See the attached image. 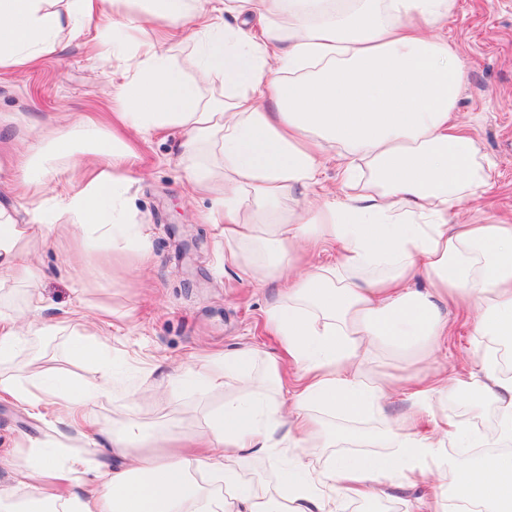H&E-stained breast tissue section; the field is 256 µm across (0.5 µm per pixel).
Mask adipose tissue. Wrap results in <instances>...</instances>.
<instances>
[{
  "label": "adipose tissue",
  "instance_id": "adipose-tissue-1",
  "mask_svg": "<svg viewBox=\"0 0 512 512\" xmlns=\"http://www.w3.org/2000/svg\"><path fill=\"white\" fill-rule=\"evenodd\" d=\"M112 19V51L134 65L116 92L121 121L138 130L178 127L187 150L216 158L224 189L215 215L224 240L262 258L246 267L255 281L284 284L267 310L280 355L245 346L215 359L205 389H229L197 437L165 434L145 448L137 432L110 438L112 468L102 483L60 499L70 477L41 448L25 465L0 452L29 496L15 506L0 487V512H340L342 503L380 502L397 475L428 473L429 500L407 512H446L445 492L483 512H512V374L495 353L478 371L449 377L433 360L448 337L449 303L464 305L477 335L512 343V224H452L450 209L489 184L495 171L455 121L466 68L448 46L455 0H136ZM103 0H0V70L24 69L53 55L64 30L87 28ZM237 25H221L220 14ZM192 48L172 60L166 31ZM69 161L80 186L66 209L82 235L135 238L120 204L133 155L121 136L87 120L48 143ZM337 148L338 191L292 205L319 182L326 149ZM260 222H247L243 206ZM36 217L17 223L0 206V277H30L29 245L55 231ZM429 287L414 288L416 278ZM42 299L28 298L26 334L49 331ZM23 334V335H26ZM0 316V362L22 343ZM404 352L415 389L411 407L373 435L318 426L322 412L354 420L384 413L396 390L375 381L385 348ZM108 379L71 381L39 361L17 380L0 378V397L35 412L57 408L74 426ZM456 396L470 408L493 400L495 437L476 435L467 418H443L440 437L420 435L418 417ZM359 445L376 454L311 468L306 450ZM487 448L461 465L448 447ZM297 449L305 476L272 493L240 484L250 452ZM213 475L200 495L194 474Z\"/></svg>",
  "mask_w": 512,
  "mask_h": 512
}]
</instances>
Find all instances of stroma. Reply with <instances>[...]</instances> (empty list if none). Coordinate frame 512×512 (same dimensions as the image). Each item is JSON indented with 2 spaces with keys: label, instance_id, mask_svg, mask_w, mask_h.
Wrapping results in <instances>:
<instances>
[{
  "label": "stroma",
  "instance_id": "1",
  "mask_svg": "<svg viewBox=\"0 0 512 512\" xmlns=\"http://www.w3.org/2000/svg\"><path fill=\"white\" fill-rule=\"evenodd\" d=\"M112 13L105 0L90 28L62 33L60 51L37 67L0 71V118L6 121L0 129V204L19 223H31L41 212L62 225L33 246L40 271L35 285L0 280V314L20 315L35 292L43 320L56 325L47 335L27 337L12 360L0 363V376L20 375L38 357L78 377L106 374L112 383L108 397L91 403L97 431L72 429L64 438L53 414L36 418L0 400V448L12 449L20 464L32 445L55 449L57 465L75 469V491L101 483L111 469L105 433L119 435L135 426L151 438L205 429L224 394L181 386L177 371L205 372L211 352L246 345L264 354L276 349L265 328L276 286L243 274V266L256 259L250 249L238 248L237 261H230L223 236L206 220L212 196L192 192L186 179L190 167L209 158L183 154L181 129L124 132L135 152L128 169V218L143 226L149 260H142L137 246L65 229L66 161L46 169L38 191L22 185L40 130L66 129L81 116L109 122L122 111L112 92L130 62L109 50ZM92 40L100 43L98 53L87 48ZM448 42L467 63L457 110L469 121L481 154L496 165L494 180L464 205L460 219L512 224V0H456ZM87 324L97 330L98 355L77 360L70 347ZM486 346L463 325L438 358L449 373H464Z\"/></svg>",
  "mask_w": 512,
  "mask_h": 512
}]
</instances>
